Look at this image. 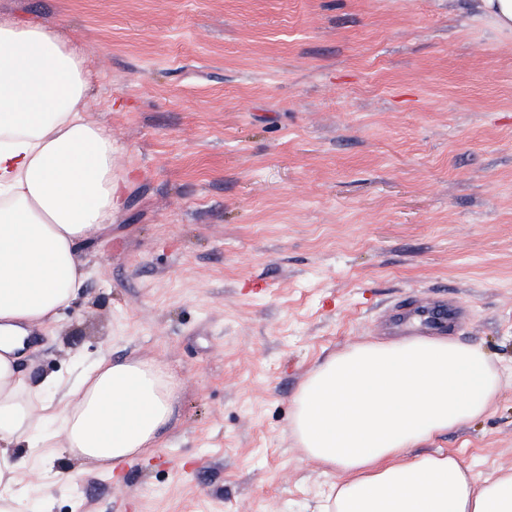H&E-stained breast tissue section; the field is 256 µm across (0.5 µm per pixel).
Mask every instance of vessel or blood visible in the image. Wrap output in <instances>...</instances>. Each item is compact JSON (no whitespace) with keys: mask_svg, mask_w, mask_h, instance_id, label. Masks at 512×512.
Returning a JSON list of instances; mask_svg holds the SVG:
<instances>
[{"mask_svg":"<svg viewBox=\"0 0 512 512\" xmlns=\"http://www.w3.org/2000/svg\"><path fill=\"white\" fill-rule=\"evenodd\" d=\"M470 319L469 307L460 301L436 297L413 299L390 315L387 329L392 335L440 336L451 328L464 330Z\"/></svg>","mask_w":512,"mask_h":512,"instance_id":"1","label":"vessel or blood"}]
</instances>
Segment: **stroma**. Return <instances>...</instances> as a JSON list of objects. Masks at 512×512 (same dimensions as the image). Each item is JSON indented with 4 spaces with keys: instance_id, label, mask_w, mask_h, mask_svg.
<instances>
[{
    "instance_id": "35a3bbf8",
    "label": "stroma",
    "mask_w": 512,
    "mask_h": 512,
    "mask_svg": "<svg viewBox=\"0 0 512 512\" xmlns=\"http://www.w3.org/2000/svg\"><path fill=\"white\" fill-rule=\"evenodd\" d=\"M80 46L123 203L83 292L20 370L100 357L176 376L160 444L115 474L25 470L52 512H313L291 439L307 374L401 300L469 306L454 340L507 380L423 452L512 469V34L470 0H0Z\"/></svg>"
}]
</instances>
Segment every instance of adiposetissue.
I'll list each match as a JSON object with an SVG mask.
<instances>
[{
    "instance_id": "ef3b65f1",
    "label": "adipose tissue",
    "mask_w": 512,
    "mask_h": 512,
    "mask_svg": "<svg viewBox=\"0 0 512 512\" xmlns=\"http://www.w3.org/2000/svg\"><path fill=\"white\" fill-rule=\"evenodd\" d=\"M80 49L0 16V512H28V463L65 456L105 471L156 448L175 376L101 358L77 385L18 368L31 329L81 292L78 254L112 221L115 148L87 118ZM501 389L480 348L445 336L370 340L303 381L288 431L336 480L318 512H512V470L479 478L438 451L409 456L487 412Z\"/></svg>"
}]
</instances>
